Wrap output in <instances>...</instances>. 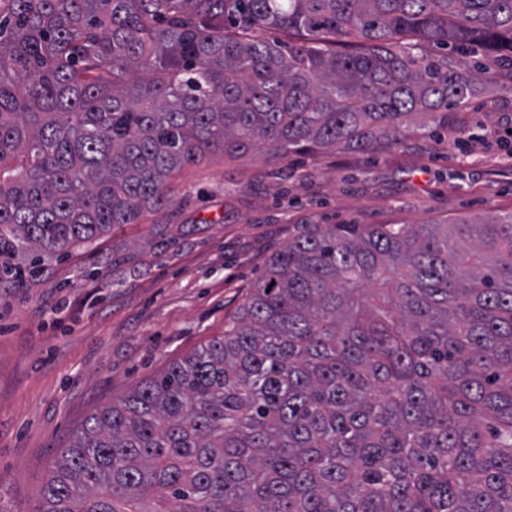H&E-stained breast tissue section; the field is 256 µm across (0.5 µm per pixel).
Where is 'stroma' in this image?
I'll return each instance as SVG.
<instances>
[{
  "instance_id": "35a3bbf8",
  "label": "stroma",
  "mask_w": 512,
  "mask_h": 512,
  "mask_svg": "<svg viewBox=\"0 0 512 512\" xmlns=\"http://www.w3.org/2000/svg\"><path fill=\"white\" fill-rule=\"evenodd\" d=\"M512 90L434 130L360 152L216 153L138 223L0 278V512H37L61 448L93 414L212 337L296 225L424 224L512 211Z\"/></svg>"
}]
</instances>
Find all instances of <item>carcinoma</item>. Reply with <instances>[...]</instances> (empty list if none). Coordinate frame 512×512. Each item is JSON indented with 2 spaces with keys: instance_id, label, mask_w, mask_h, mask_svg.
<instances>
[{
  "instance_id": "carcinoma-1",
  "label": "carcinoma",
  "mask_w": 512,
  "mask_h": 512,
  "mask_svg": "<svg viewBox=\"0 0 512 512\" xmlns=\"http://www.w3.org/2000/svg\"><path fill=\"white\" fill-rule=\"evenodd\" d=\"M490 80L512 0H0V253L133 224L209 154L398 142ZM38 512H512V212L297 225Z\"/></svg>"
}]
</instances>
